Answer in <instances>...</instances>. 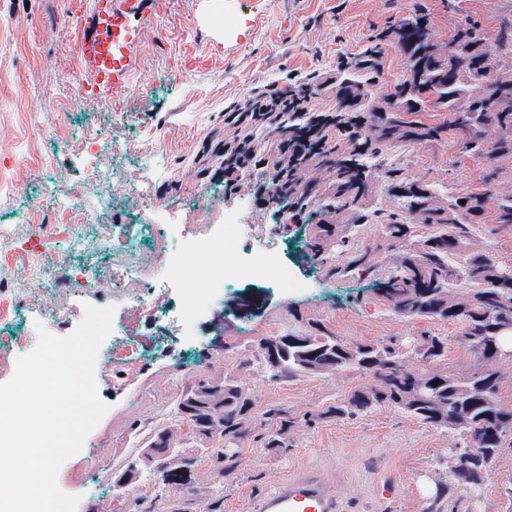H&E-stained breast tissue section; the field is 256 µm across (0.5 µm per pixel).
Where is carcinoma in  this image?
Returning <instances> with one entry per match:
<instances>
[{"label":"carcinoma","instance_id":"cac0c4a2","mask_svg":"<svg viewBox=\"0 0 512 512\" xmlns=\"http://www.w3.org/2000/svg\"><path fill=\"white\" fill-rule=\"evenodd\" d=\"M391 40L406 61V79L381 97L373 94L378 63L372 54L362 56L336 88L342 107L359 114L357 135L347 159L335 163L336 208L354 211V221L365 218L359 204L365 196L369 160L384 144L429 143L455 135L461 149L489 166L487 186L481 192L452 193L441 200L436 186L383 177L394 189L399 208L416 214L431 232L413 240L414 226L396 217L383 225L385 239L397 247L391 274L380 292L393 310L412 319L441 320L460 325L458 345L473 355L474 364L456 373L440 364L447 356L448 340L424 335L409 344H353L329 331L266 336L252 346L254 361L273 380L322 377L354 369L372 376V382L353 391L323 415L344 418L389 405L417 421L454 433L456 449L466 448L467 467L448 466L452 482L473 490L485 476L512 434V403L500 392L506 375L500 369L503 340L512 336V265H506L471 236L470 226L487 218L493 203L492 223L512 226V188L499 189L504 179L512 182V17L500 19L493 38L471 20L455 24L448 44L432 34L428 16L419 8L396 21L379 35ZM423 112H440L442 124H429ZM375 258L358 251L348 268L370 270ZM467 285L462 291L460 284ZM420 359L412 370L407 357ZM440 381L434 385V381ZM254 400L230 372L189 385L177 404V413L200 442L217 440L219 448H207L208 472L201 473L196 457L180 448L181 439L171 429L145 438L136 456L112 471V497L125 495L155 473L165 486L198 488L202 477L222 479L231 472L250 434ZM279 428L266 438L265 447H287L292 418L270 409Z\"/></svg>","mask_w":512,"mask_h":512}]
</instances>
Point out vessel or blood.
<instances>
[{"label":"vessel or blood","mask_w":512,"mask_h":512,"mask_svg":"<svg viewBox=\"0 0 512 512\" xmlns=\"http://www.w3.org/2000/svg\"><path fill=\"white\" fill-rule=\"evenodd\" d=\"M95 33L83 41L84 57L104 60L112 33L111 19L94 14ZM247 512H350L333 489L325 473L302 468L279 479L269 492L251 500Z\"/></svg>","instance_id":"1"}]
</instances>
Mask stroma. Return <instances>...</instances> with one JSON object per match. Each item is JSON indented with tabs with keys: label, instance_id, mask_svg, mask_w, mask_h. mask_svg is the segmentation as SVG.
Wrapping results in <instances>:
<instances>
[{
	"label": "stroma",
	"instance_id": "1",
	"mask_svg": "<svg viewBox=\"0 0 512 512\" xmlns=\"http://www.w3.org/2000/svg\"><path fill=\"white\" fill-rule=\"evenodd\" d=\"M95 2L0 0V170L11 171L16 180L13 191L0 194V226L12 227L11 235L0 239V250L9 256L0 276L20 280L18 258L33 240L42 244L48 268L38 305L19 304L16 318L0 324V346L18 343L23 335L27 341L18 344V353L28 354L40 325L66 336V329L41 312L62 302L70 289L58 280L61 268L79 262L60 246L69 226L56 221L51 202L71 191L92 207L99 194L81 143L50 146L42 138L46 132H97L125 145V153L113 159L122 181L112 188L105 223L149 224L162 234L166 227L154 216L165 210L204 235L223 223L225 212L235 211L253 227L252 235L239 239L238 251L246 255L262 245L273 247L287 278L278 284L228 280L215 309L235 297L259 298L262 309L218 323L208 315L189 332L117 311L119 334L138 343L142 364L122 379L108 367L97 377V395L108 411L88 434L83 454L67 459L57 477L62 491L78 496L76 512H92L96 495L111 500L114 512H198L200 498L188 486L113 498L112 471L133 457L142 438L180 424L176 404L189 384L225 370L249 387L255 405L235 470L212 488L223 497L224 512H247L250 498L304 463L344 471L338 493L358 512H505L512 437L476 498L468 487L450 483L448 430L390 406L342 419L325 416L328 406L368 384L369 376L349 370L273 381L249 361L247 346L260 337L321 327L353 343L442 336L448 340L445 366L468 371L472 358L457 344L458 324L411 319L382 300L377 285L389 275L384 263L368 272H340L353 251L370 250L379 258L390 253L383 226L396 211V200L374 183L362 202V223L319 201L302 223L291 224L281 204H254L260 171L251 172L231 195L215 174L224 159V111L233 103L292 73L329 75L340 56L363 53L376 34L414 5L423 6L446 42L461 17L494 33L504 0H456L452 12L445 0H103L125 13L111 66L89 63L80 52L93 33ZM221 11L234 19L231 31L214 25L212 16ZM116 99L123 100V112H114ZM152 163L161 172L150 179ZM374 164L451 192L482 188L486 167L448 137L435 145L385 146ZM321 224L338 225L341 237L340 243H328L322 262L315 256ZM273 408L295 421L286 448L276 453L265 446L266 435L278 425L269 414Z\"/></svg>",
	"mask_w": 512,
	"mask_h": 512
}]
</instances>
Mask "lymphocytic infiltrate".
Wrapping results in <instances>:
<instances>
[{
    "label": "lymphocytic infiltrate",
    "instance_id": "obj_1",
    "mask_svg": "<svg viewBox=\"0 0 512 512\" xmlns=\"http://www.w3.org/2000/svg\"><path fill=\"white\" fill-rule=\"evenodd\" d=\"M314 85L307 76L296 75L286 84H274L265 91L235 104L224 114V185L235 188L251 169L265 172V189L288 196L296 185H306L305 199L291 207L303 211L308 199L328 193L325 179L305 181L308 164L329 145L332 132L349 136L351 129L338 122L331 110L312 108ZM267 131L271 140L257 143L258 132Z\"/></svg>",
    "mask_w": 512,
    "mask_h": 512
}]
</instances>
